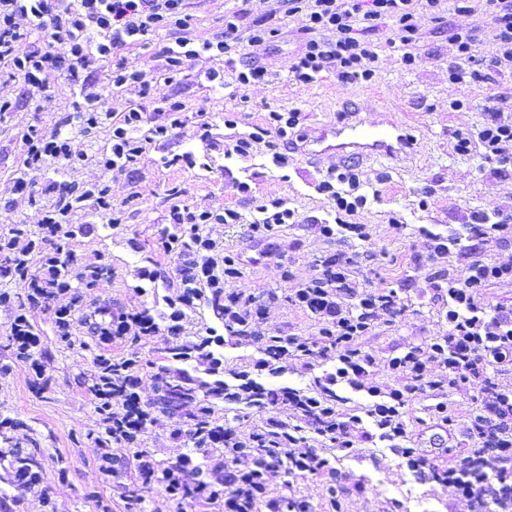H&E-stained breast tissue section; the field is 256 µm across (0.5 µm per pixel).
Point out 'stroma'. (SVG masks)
Returning <instances> with one entry per match:
<instances>
[{"instance_id": "35a3bbf8", "label": "stroma", "mask_w": 512, "mask_h": 512, "mask_svg": "<svg viewBox=\"0 0 512 512\" xmlns=\"http://www.w3.org/2000/svg\"><path fill=\"white\" fill-rule=\"evenodd\" d=\"M187 11L196 15L201 32L209 38L224 31V18L238 14L240 30L256 22L273 29L267 50L246 57L245 62L261 68L263 80L243 87L234 79L232 65L224 58L201 55L169 83L159 84L158 97L167 96L185 106V122L168 139L147 145L134 165L122 173L106 172L93 164L72 169L25 167L23 134L28 126H49L68 116L83 102L78 87L68 84L58 72L45 76L48 90L34 95L24 108L0 114V234L13 225L26 229V240L41 235L42 209L46 203L41 189L49 177L77 183L104 181L112 187L114 203L124 204L126 220L121 224L97 222L90 210L71 212L74 224L93 223L87 234L65 237L61 245L75 257L79 267L109 263L111 273L96 287L80 289L78 295L57 294L48 304H26L23 284L0 279V290L10 298L0 302V421L12 424L7 434L19 447L36 450L41 462L37 488L14 492L9 512H124L111 484L99 478V461L94 438L101 430L93 396L81 387L78 376L92 367V357L125 354L128 334L102 344L99 351L84 349L86 331L72 329L73 346L56 340V311L79 299L84 307L102 303L133 313L149 307L155 313L167 310L166 297L176 295L175 255L159 243L161 228L171 225L174 207L205 206L213 210L232 208L242 216L238 224H207L202 232L221 248L237 255L244 270V288L263 297L269 291L292 294L299 282L309 279L322 260L336 251L337 244L323 238L318 226L331 219V205L317 187L328 175L340 172L334 154L309 159L292 153L286 167H276L265 147L251 156L224 155L226 113H233L237 130L251 133L264 125L269 110L301 112L299 133L313 135L325 125L347 119L357 111L360 119L375 126L403 122L416 139L412 154L378 163L366 160L356 165L361 180L376 189L377 197L359 209L352 221L368 225L371 232L365 247L374 259L361 264L358 279L370 289L407 286L413 310L397 325L379 323L365 343L376 358L373 379L393 381L390 359L403 345L419 344L447 334L448 322L442 305L424 281L415 262L426 251L423 229L446 232L448 227L469 224L478 212L512 207V166L487 163L475 135L489 120L490 113L512 115V68L490 70L486 80L452 83L448 65L452 50L448 31L429 20L421 22V37L415 45V62L405 65L398 49L400 32L386 20L367 35L378 47L377 69L371 81L344 83L335 72L321 73L311 84H300L291 76V66L306 40L298 19L281 11L278 0H186ZM219 71L222 86H214L207 75ZM111 62H104L96 75L97 91L105 109L118 114L132 105L154 113L156 99L141 98L135 87H111ZM472 136L470 154L457 153L456 134ZM193 152L195 167L173 164L174 156ZM27 189L19 193L16 181ZM247 183L249 192L238 189ZM282 199L296 211L299 222L282 226L273 242L252 232L250 224L257 205ZM403 229L393 232L392 221ZM291 264L293 279L281 276L283 264ZM164 273V280L144 282L141 267ZM24 314L40 338L45 355L38 365L16 360L6 337L17 314ZM285 326L294 333L315 331L317 322L295 305L280 304L256 319L257 335ZM49 388L36 392L39 377ZM480 389L469 382L450 388L448 407L453 424L448 430L422 421L421 404L409 409L411 447L438 456L442 465L450 460L443 447H464L466 430L480 408ZM175 423L158 416L139 436L140 447L150 449L159 460L173 459L184 452L181 442L171 436ZM342 471L351 482H363L362 491L347 500L348 512H384L389 499L403 502L407 512H476V500L457 485L430 486L409 473L402 458L378 438L361 441L355 457L343 461Z\"/></svg>"}]
</instances>
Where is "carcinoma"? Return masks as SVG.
Masks as SVG:
<instances>
[{"label":"carcinoma","instance_id":"cac0c4a2","mask_svg":"<svg viewBox=\"0 0 512 512\" xmlns=\"http://www.w3.org/2000/svg\"><path fill=\"white\" fill-rule=\"evenodd\" d=\"M58 271L65 285L77 281L79 288H94L97 277L109 271L110 266L100 268L95 276L84 273L71 275L73 260L57 251ZM269 297L274 302L281 300L302 308L318 320L322 313L316 307L304 305L296 295L281 297L272 291ZM202 301L220 320L224 334L214 328L205 333L181 341L166 340L163 356L151 363L152 376L163 394L144 403L136 392L139 372L143 369V357L139 339L132 340L126 355L120 358L93 357L94 371L80 379V383L97 400V411L102 416L104 434L95 439L100 454L99 474L104 482H112L125 502V512H145L147 496L156 490L165 492L175 503V512H187L198 505H212L218 512H317L316 506L298 494L295 483L300 477L316 478L322 486L321 498L329 507L328 512H344L343 496L347 488L343 485L344 474L338 464L348 456L350 449L336 445V423L358 421L349 412L336 411L339 400L337 390L345 383L334 372H324L313 377V392H304L289 387H272L259 377L267 372L276 373L280 364L293 356L299 365L314 371L324 361L341 359L355 362L361 370L360 381L373 374L376 358L363 343L358 351L343 348L336 337L315 332L307 336L292 334L288 328L280 327L267 336L252 335L253 317L264 307L258 305L251 317L244 318L231 310L233 305H246L251 298L240 294L238 288H193L180 283V294L166 299L171 313L169 320H181L184 309L192 308ZM120 313L107 305L88 313L75 304L69 312L56 319L57 337L62 343L71 344L70 329L74 324H83L90 334L108 338L112 325ZM137 318L148 327L154 336L166 330L174 332L176 326L166 327L156 321L151 309L137 312ZM8 345L14 348L15 356L22 361L37 362L45 350L38 348L39 340L31 326L19 324L8 336ZM257 347L259 357L252 359L238 370L224 369L226 346ZM407 356L420 364L434 357L448 364L452 344L440 341L435 350L429 351L422 344H410ZM206 363L204 375L190 370L195 363ZM512 366L504 360L492 367L469 376L481 383V400L487 404L494 393L504 390L496 380V374ZM368 393L377 401H386L389 395L397 397L403 406L412 402L429 401L424 411L432 419L444 421L450 417L448 411V373L431 374L422 369L415 372L407 367L392 386L371 387ZM123 406L124 414L117 417L111 412L112 404ZM282 406L293 410V421H283L275 416ZM224 416L218 419L219 411ZM160 413L176 420L175 438L183 442L189 452L173 461L156 460L146 449L135 448L137 436ZM254 418L255 423L248 440L237 437V426ZM396 428L378 431L379 438L391 443L405 462L407 470L422 482L439 485L448 483V468L437 460L423 454L417 448L407 447L408 425L405 411L395 420ZM313 437H307V434ZM315 440L320 449L308 445ZM470 443L464 448H450L454 458L451 469L457 482L465 489L483 478L484 464L489 456L497 457L503 466L494 470V478L485 481L479 495L486 512H512V456L502 453L500 448H476L478 434L468 432ZM8 447H0V461L11 458L15 477L21 486L30 488L40 479L41 465L37 457L23 449L10 445V438L0 439ZM133 451L136 460V475L131 476L122 466H117L118 452ZM219 455L224 459V477L211 479L208 461ZM276 473L281 479L280 490L274 494L269 489L268 476Z\"/></svg>","mask_w":512,"mask_h":512}]
</instances>
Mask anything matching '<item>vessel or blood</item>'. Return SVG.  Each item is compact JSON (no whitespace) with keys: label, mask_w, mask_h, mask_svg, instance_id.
Here are the masks:
<instances>
[{"label":"vessel or blood","mask_w":512,"mask_h":512,"mask_svg":"<svg viewBox=\"0 0 512 512\" xmlns=\"http://www.w3.org/2000/svg\"><path fill=\"white\" fill-rule=\"evenodd\" d=\"M414 146L412 135L402 126H367L360 121L343 120L323 128L316 136L302 139L296 151L307 157L330 152L339 163L348 165L363 158L392 159Z\"/></svg>","instance_id":"b4317fda"}]
</instances>
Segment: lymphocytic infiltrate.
Listing matches in <instances>:
<instances>
[{"instance_id":"lymphocytic-infiltrate-1","label":"lymphocytic infiltrate","mask_w":512,"mask_h":512,"mask_svg":"<svg viewBox=\"0 0 512 512\" xmlns=\"http://www.w3.org/2000/svg\"><path fill=\"white\" fill-rule=\"evenodd\" d=\"M288 12L301 15L302 30L308 36L303 52L291 68L296 82H315L321 72L335 70L338 79L346 83L370 81L378 53L365 35L379 21L392 19L401 31L399 49L406 64H413L412 49L420 32L419 20L428 17L439 21L441 13L486 16V32L499 45L494 66L512 64V0H285ZM175 26L181 31L174 45L163 46L161 54L168 75L182 72L201 54L224 57L240 50L258 54L263 51L268 32L253 28L242 35L234 18L224 21L223 35L213 39L200 38L194 15L187 13L185 0H0V65L6 66L12 78L22 80L28 89L44 91L42 76L54 70L72 85L85 92L84 103L76 108L72 121L83 133L100 127L109 131V145L94 159L104 171H123L133 164L148 143L172 136L184 123L181 102L161 98L158 109L161 122H152L141 108L133 107L120 116L105 110L99 94L89 87L100 65L109 59L116 65L110 76L113 86H137L142 97L154 95L157 79L144 66L130 67L117 54L124 47L145 45L148 35L159 29ZM40 33L42 47L19 51L18 45ZM477 38L473 29L459 25L448 28V43L456 59L448 67L450 81L465 84L482 79L476 56ZM301 123L299 110L269 111L262 132L231 138L225 146L229 155L247 157L255 144L266 143L272 152V162L285 166L287 157L279 152V143L296 136ZM479 140L485 157L502 164L512 162V120L492 118L476 137L457 135L458 151H468L472 140ZM24 163L43 167L55 163L83 164L86 153L75 145L66 123L40 130L29 126L24 135ZM357 174L342 172L322 181L318 189L336 208L333 223L320 225V234L339 242H364L369 229L364 224L351 223L350 218L367 203L359 192ZM52 203L46 206L41 219L39 242L19 245L17 236L0 237V253H12L25 258H37L38 275L43 287L58 285L56 262L51 249L62 233L64 224L75 208L91 203L95 214L111 224L124 220V211L112 202L108 184L66 183L47 180L42 189ZM512 236V211H496L493 215H478L475 223L449 228L447 233H428L427 253L421 267L427 268L425 281L429 288L440 291L448 305V333L455 336L461 357L471 353L467 340L472 336H500L512 352V305L485 303L483 290L495 282H512V260L488 262L472 258L464 265H454L455 257L466 252L467 242L490 247L505 236ZM355 261L339 251L322 261L315 275L307 280L310 288L334 296L335 310L323 316L319 325L326 333L350 344L370 335L379 313L394 309L392 295L373 290H360L353 270Z\"/></svg>"}]
</instances>
